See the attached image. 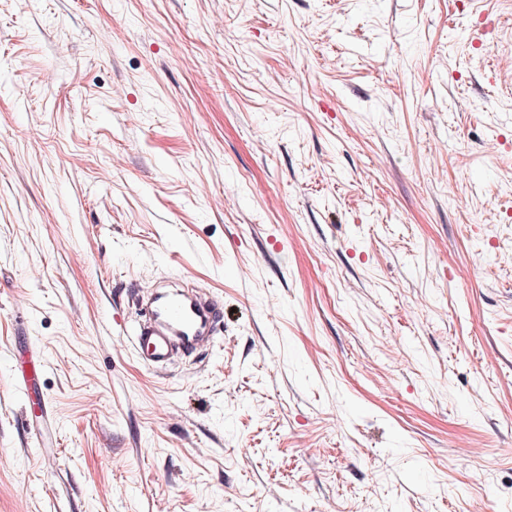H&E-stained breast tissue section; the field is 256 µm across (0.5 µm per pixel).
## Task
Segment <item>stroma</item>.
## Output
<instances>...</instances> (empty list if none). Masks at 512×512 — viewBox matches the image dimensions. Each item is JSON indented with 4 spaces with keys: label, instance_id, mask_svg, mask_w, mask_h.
<instances>
[{
    "label": "stroma",
    "instance_id": "1",
    "mask_svg": "<svg viewBox=\"0 0 512 512\" xmlns=\"http://www.w3.org/2000/svg\"><path fill=\"white\" fill-rule=\"evenodd\" d=\"M0 512H512V0H0ZM142 325L134 331L139 351L154 364L167 362L177 347L210 346L217 332V300L202 298L196 289L164 291L146 308Z\"/></svg>",
    "mask_w": 512,
    "mask_h": 512
}]
</instances>
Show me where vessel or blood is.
Segmentation results:
<instances>
[{"instance_id": "1", "label": "vessel or blood", "mask_w": 512, "mask_h": 512, "mask_svg": "<svg viewBox=\"0 0 512 512\" xmlns=\"http://www.w3.org/2000/svg\"><path fill=\"white\" fill-rule=\"evenodd\" d=\"M217 300L201 297L196 289L164 291L146 308L142 325L134 331L146 360L162 364L175 348L203 349L217 332Z\"/></svg>"}]
</instances>
